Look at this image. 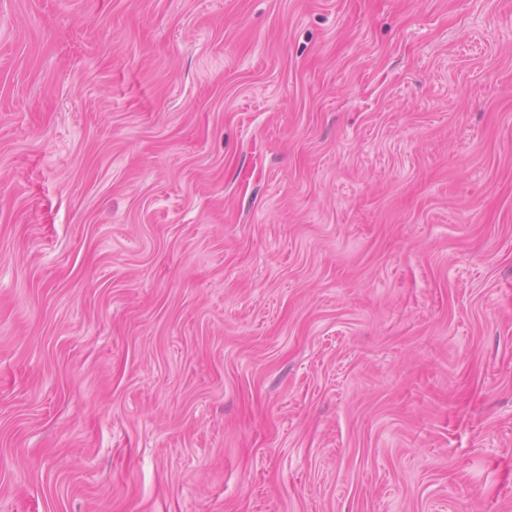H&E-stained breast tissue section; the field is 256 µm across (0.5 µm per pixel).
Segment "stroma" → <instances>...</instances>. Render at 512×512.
Wrapping results in <instances>:
<instances>
[{
	"label": "stroma",
	"mask_w": 512,
	"mask_h": 512,
	"mask_svg": "<svg viewBox=\"0 0 512 512\" xmlns=\"http://www.w3.org/2000/svg\"><path fill=\"white\" fill-rule=\"evenodd\" d=\"M0 512H512V0H0Z\"/></svg>",
	"instance_id": "35a3bbf8"
}]
</instances>
